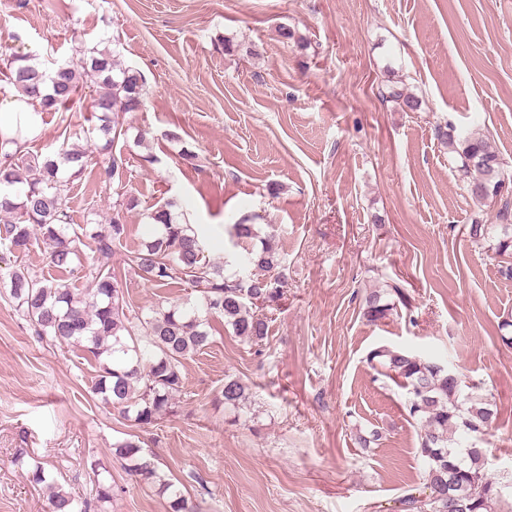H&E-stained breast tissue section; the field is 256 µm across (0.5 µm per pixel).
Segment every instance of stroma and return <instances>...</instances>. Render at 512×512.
Returning a JSON list of instances; mask_svg holds the SVG:
<instances>
[{"mask_svg": "<svg viewBox=\"0 0 512 512\" xmlns=\"http://www.w3.org/2000/svg\"><path fill=\"white\" fill-rule=\"evenodd\" d=\"M282 25L296 41L282 42ZM0 32V51L46 69L105 39L145 78V105L125 118L144 144L115 143L127 164L110 183L94 154L69 191L74 223H108L126 202L131 249L148 209L169 202L220 262L229 225L254 217L275 225L288 264L267 338L222 330L184 360L177 415L141 428L92 393L82 350L19 318L0 247V512H47L38 461L89 499L101 464L113 497L95 512H164L112 456L133 435L196 512H406L422 466L402 389L366 362L380 345L447 353L492 400V512H512V279L467 237L499 205L471 200L434 135L478 134L512 163V0H0ZM396 81L421 111L384 99ZM95 96L89 83L70 111L40 113L29 153L86 145ZM394 283L403 300L367 321V292ZM123 287L144 310L195 297L131 272ZM228 374L251 388L239 415L213 402ZM372 428L379 441L358 447Z\"/></svg>", "mask_w": 512, "mask_h": 512, "instance_id": "obj_1", "label": "stroma"}]
</instances>
